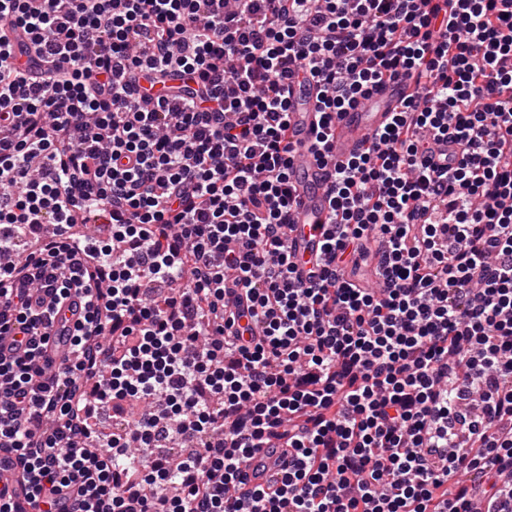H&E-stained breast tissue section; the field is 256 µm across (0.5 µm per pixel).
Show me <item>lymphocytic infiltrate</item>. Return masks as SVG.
<instances>
[{"label":"lymphocytic infiltrate","mask_w":512,"mask_h":512,"mask_svg":"<svg viewBox=\"0 0 512 512\" xmlns=\"http://www.w3.org/2000/svg\"><path fill=\"white\" fill-rule=\"evenodd\" d=\"M0 0V512H512V0ZM188 74L139 101L140 75ZM414 87L288 251V95ZM452 139L456 167L433 164ZM87 299L68 356L48 329ZM259 327L235 331L239 319ZM176 434L192 450L168 447ZM288 451L267 487L244 468ZM2 34H6L10 42L17 47V53L14 57L15 65L23 70L29 68L33 52L30 50V45L28 43V34L22 28L6 29L2 31ZM22 47L26 48L24 53H21L20 51Z\"/></svg>","instance_id":"obj_1"}]
</instances>
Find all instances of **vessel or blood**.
I'll return each mask as SVG.
<instances>
[{
  "mask_svg": "<svg viewBox=\"0 0 512 512\" xmlns=\"http://www.w3.org/2000/svg\"><path fill=\"white\" fill-rule=\"evenodd\" d=\"M6 35L17 48L15 65L23 70L29 68L31 55L26 51L27 33L23 29L15 28L7 30ZM186 83V78L175 75L155 84L142 78L138 80L137 88L143 95H165ZM406 95V82H387L358 106L337 116L327 157L319 161L310 151L320 118L316 101L317 89L310 81L294 87L289 97V122L293 144L290 166L296 187V203L294 221L288 230V246L300 275H308L314 270L323 248L329 205L326 187L334 177L337 163L362 150L365 137L388 122ZM83 311V299L74 298L53 321L50 336L53 348L58 354L69 352L71 335L81 320ZM276 471L273 460L262 463L255 459L246 467L245 478L250 484L264 486Z\"/></svg>",
  "mask_w": 512,
  "mask_h": 512,
  "instance_id": "vessel-or-blood-1",
  "label": "vessel or blood"
}]
</instances>
